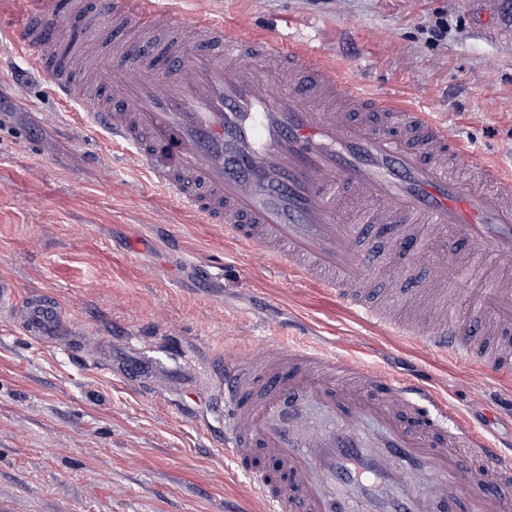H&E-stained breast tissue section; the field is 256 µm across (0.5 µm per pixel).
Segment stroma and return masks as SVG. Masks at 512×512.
<instances>
[{
	"mask_svg": "<svg viewBox=\"0 0 512 512\" xmlns=\"http://www.w3.org/2000/svg\"><path fill=\"white\" fill-rule=\"evenodd\" d=\"M265 34L289 30L376 91L414 85L487 161L512 169V0H208ZM26 91L18 100L17 88ZM218 267L208 277L201 265ZM55 298L73 335L48 347L0 320V512H258L221 449L208 393L129 383L94 362L136 354L219 363L244 339L313 346L418 378L512 454V382L361 326L326 293L252 266L125 151L62 106L0 40V275ZM449 293L427 321L489 320Z\"/></svg>",
	"mask_w": 512,
	"mask_h": 512,
	"instance_id": "stroma-1",
	"label": "stroma"
}]
</instances>
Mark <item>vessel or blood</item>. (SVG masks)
<instances>
[{"label":"vessel or blood","mask_w":512,"mask_h":512,"mask_svg":"<svg viewBox=\"0 0 512 512\" xmlns=\"http://www.w3.org/2000/svg\"><path fill=\"white\" fill-rule=\"evenodd\" d=\"M93 0H27L0 35L50 79L56 99H99L91 117L154 186L266 270H287L370 326L512 377V282L478 307L494 329L429 324L446 288L442 264L468 240L486 266L512 269V170L484 161L424 106L374 92L308 45L259 38L208 8L184 17L163 0H94L126 30L104 47L94 29L58 30L57 11ZM351 223H340V212ZM394 225L406 267L431 286L403 314L369 301L363 247ZM0 317L58 342L66 323L48 300L21 299L0 277ZM224 445L261 512H512V458L449 418L428 387L320 350L276 341L224 351Z\"/></svg>","instance_id":"vessel-or-blood-1"}]
</instances>
